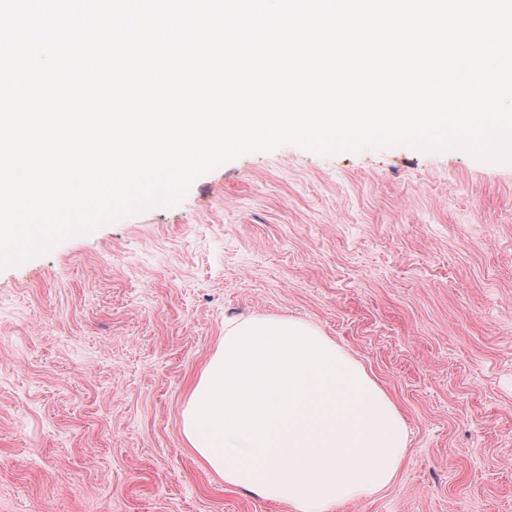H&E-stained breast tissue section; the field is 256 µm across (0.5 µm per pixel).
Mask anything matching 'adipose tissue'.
<instances>
[{"mask_svg": "<svg viewBox=\"0 0 512 512\" xmlns=\"http://www.w3.org/2000/svg\"><path fill=\"white\" fill-rule=\"evenodd\" d=\"M182 434L226 484L294 512H334L393 481L407 429L386 392L315 325L230 320L193 387Z\"/></svg>", "mask_w": 512, "mask_h": 512, "instance_id": "obj_1", "label": "adipose tissue"}]
</instances>
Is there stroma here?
Segmentation results:
<instances>
[{
  "label": "stroma",
  "mask_w": 512,
  "mask_h": 512,
  "mask_svg": "<svg viewBox=\"0 0 512 512\" xmlns=\"http://www.w3.org/2000/svg\"><path fill=\"white\" fill-rule=\"evenodd\" d=\"M261 316L317 326L407 426L336 512H512V163L294 145L0 269V512H293L181 432L225 319Z\"/></svg>",
  "instance_id": "stroma-1"
}]
</instances>
